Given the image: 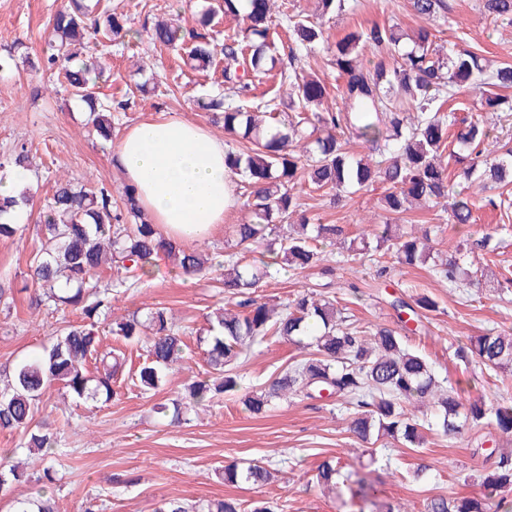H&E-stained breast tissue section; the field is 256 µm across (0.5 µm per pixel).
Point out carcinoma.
I'll use <instances>...</instances> for the list:
<instances>
[{"label": "carcinoma", "instance_id": "1", "mask_svg": "<svg viewBox=\"0 0 512 512\" xmlns=\"http://www.w3.org/2000/svg\"><path fill=\"white\" fill-rule=\"evenodd\" d=\"M410 5L421 21L411 38L412 47L400 50L403 33L376 24L356 28L330 47L333 65L345 78L340 90L343 108L331 112L323 109L327 92L321 81L297 71L281 75L289 82L293 111L259 114L245 104L255 90L253 78L271 71L275 63L269 39L270 0H213L189 28L161 21L146 30L153 47L185 51L192 70L204 71L224 61L225 93L200 97L198 103L211 113L213 122L223 123L224 133L248 142L242 149L226 150L225 165L238 177L239 205L251 212L252 220L233 225L236 251L215 264L149 223L132 187L125 185L115 195L104 187L55 180L51 197L39 211L42 238L30 260L32 282L23 290H33L31 307L77 311L82 323L60 329L41 354L15 365L10 379L0 386L1 433L22 434L23 447L35 460L57 461V437L35 422V413L54 383L77 401L117 395L112 380L124 371L126 358L123 353L99 352L100 333L105 330L126 344L145 343L146 359L133 380L143 391L158 389L185 361V329L167 308L156 307L143 319L134 313L108 321L112 293L149 276L151 257L166 252L185 276L219 273L225 296L235 300L234 309L222 307L210 317L206 335L199 337L208 346L205 376L193 382L184 397L157 406L159 413L170 416V423H181L192 407L237 391L238 368L252 349L278 337L302 345L308 356L276 375L261 394L243 399L245 410L254 415L264 413L273 399L284 394L310 398L313 391L326 390L354 406L350 430L364 442L386 436L418 449L426 443L423 430L446 437L464 424L512 435L511 402L464 406L454 387L435 376L426 357L406 346L399 331L384 326L362 330L343 316L330 297L300 292L276 313L256 295L257 264L303 270L324 260L321 246L334 245L344 235L338 224L309 223L297 192L302 182L336 197L379 182L386 187L382 202L387 213L401 215L415 203L424 208L441 205L448 212V223L463 225L473 223L474 202L469 195L453 192L443 155L460 165L461 179L482 191L512 182V150L484 153L479 147L489 138L485 123L472 120L453 133L454 120L444 112L452 88L483 85L485 111L512 112V64L501 63L491 70L479 49L441 58L428 21L448 10L447 0H410ZM479 9L490 21L512 26V0H480ZM221 13L237 18L240 26L222 40L215 30ZM287 19L295 45L310 51L327 42L323 27L309 15ZM53 29L42 67L56 73L70 96L87 105L85 126L110 140L118 113L126 110L129 99L99 98L96 88L103 68L83 54L92 34L125 43L124 15L95 13L84 0H68L56 13ZM365 49L378 56L369 68L360 60ZM392 51L399 53L400 62L391 67L383 55ZM352 143L364 144L368 154L352 153ZM6 170H35L26 145L0 158V171ZM35 194L29 186L16 197L0 198L1 238L16 235V217L33 205ZM295 215L297 223L284 225ZM383 246L394 251L400 264L431 259L427 234L393 235L391 225L385 224L374 246L364 237L351 239L347 261L355 262ZM108 263L121 276L105 283L100 270ZM434 273L450 288H461L477 275L462 270L451 254L434 265ZM398 307L420 317L435 310L437 302L424 294L409 302L401 300ZM456 356L464 363H477L490 377L511 372L512 332L473 337L456 349ZM92 359L100 364L95 376L87 369ZM24 477L20 466L0 465V490ZM270 477L269 468L260 462L224 468V482L233 485L266 482ZM340 477L335 458L318 465L317 485L334 488ZM481 486L480 497L437 494L427 500L425 512H493L497 494L512 488V450L490 451ZM15 512L55 509L43 489L17 501ZM156 512H241V503L224 498L190 506L171 499Z\"/></svg>", "mask_w": 512, "mask_h": 512}]
</instances>
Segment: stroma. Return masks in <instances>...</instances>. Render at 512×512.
Listing matches in <instances>:
<instances>
[{"mask_svg":"<svg viewBox=\"0 0 512 512\" xmlns=\"http://www.w3.org/2000/svg\"><path fill=\"white\" fill-rule=\"evenodd\" d=\"M269 20L270 39L278 47V67L313 76L330 93L326 108L337 109L336 94L343 80L326 47L290 52L288 16L315 14V0H273ZM64 0H0V54L13 53L11 70L0 72V155L25 143L36 157L38 171L30 181L37 190L36 208L52 193L55 173L82 182L118 188L122 172L112 161L113 144L88 135L85 113L50 72L32 68L42 57L52 37L53 17ZM479 0H448V10L432 23L436 42L445 50L460 53L482 48L493 63H512V26L496 25L478 9ZM91 7L123 14L125 25L139 32L161 18L182 15L192 25L206 0H89ZM330 39L336 40L360 26H398L410 32L419 25L408 0H346L342 11L321 20ZM108 68L101 83L104 98L132 100L116 128L124 133L148 119L177 114L210 126L223 135L222 125L198 108L196 100L223 91L224 69L205 71L187 67L180 53L156 51L136 39L118 45L103 36L91 37ZM382 186L374 185L332 204L321 192L305 194L308 217L320 224H338L346 237L371 233L374 225L413 221L416 230H429L436 252L447 253L449 245L464 242L460 254L469 269H512V214L477 202L475 223L463 226L448 221L440 208L411 211L406 216H387L381 203ZM28 210L21 217L15 238L0 239V281L23 285L29 278V261L40 243L39 215ZM492 234L495 250L467 249V242ZM326 266L302 271L281 270L263 279L258 297L282 303L301 286H309L336 299L355 325L371 329L398 327L394 299L411 300L425 294L437 307L428 312L406 344L425 355L440 377L449 379L466 400L488 404L512 401V375L499 381L483 375L480 368L465 364L454 355L457 345L489 331H512V292L503 293L488 283L462 289L449 288L428 267L399 264L393 255L345 262L340 246L325 249ZM386 275H379L380 266ZM224 290L215 276L188 278L170 259L153 267L152 277L112 298V316L146 315L165 306L176 314L180 326L195 332L206 328L207 318L225 303ZM73 313H49L33 309L28 296L16 294L11 308L0 305V370L40 353L62 324H78ZM190 357L179 372L167 377L155 391L134 386L130 374L119 375L117 395L108 401L87 399L72 409L70 422H63L55 409L62 386H52L44 397L38 421L57 431L63 454L51 472L28 470L24 481L0 492V512H11L14 500L32 495L39 487L52 492L57 512H85L90 501L102 504L103 512H155L163 501L179 498L189 502L234 497L244 508L267 501L277 512H362L363 502L353 499L345 484L332 492L316 484V468L327 457L340 459L343 475L358 473L373 484L378 501L392 503L398 512H424L430 497L438 493H479V475L484 471L483 449L506 446L494 429H470L448 436H431L427 447L412 451L389 439L367 444L349 430L352 417L342 399L310 400L299 397L274 400L271 411L259 417L245 411L238 395H224L210 407L190 412L187 421L170 424L155 406L183 396L189 384L207 370V356L196 340H189ZM297 346L273 338L255 348L241 372L243 391L264 388L279 371L302 359ZM257 460L275 477L262 484H224L218 476L224 466Z\"/></svg>","mask_w":512,"mask_h":512,"instance_id":"stroma-1","label":"stroma"}]
</instances>
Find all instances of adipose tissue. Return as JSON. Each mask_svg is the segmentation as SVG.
Wrapping results in <instances>:
<instances>
[{
    "label": "adipose tissue",
    "instance_id": "1",
    "mask_svg": "<svg viewBox=\"0 0 512 512\" xmlns=\"http://www.w3.org/2000/svg\"><path fill=\"white\" fill-rule=\"evenodd\" d=\"M113 160L153 223L180 243L206 240L237 204L223 139L179 115L131 126Z\"/></svg>",
    "mask_w": 512,
    "mask_h": 512
}]
</instances>
